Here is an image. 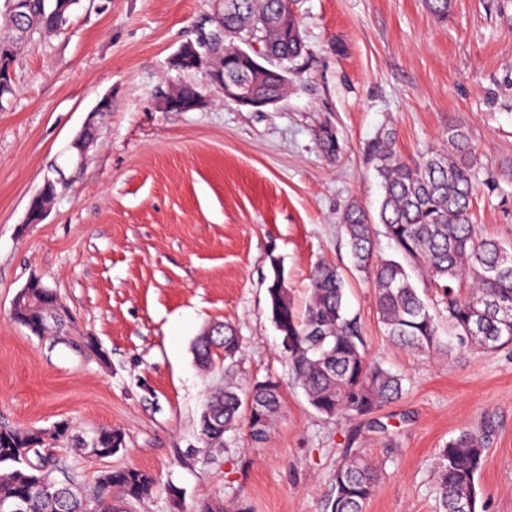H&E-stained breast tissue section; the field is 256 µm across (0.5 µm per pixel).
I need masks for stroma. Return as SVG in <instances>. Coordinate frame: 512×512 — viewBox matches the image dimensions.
Here are the masks:
<instances>
[{
	"label": "stroma",
	"mask_w": 512,
	"mask_h": 512,
	"mask_svg": "<svg viewBox=\"0 0 512 512\" xmlns=\"http://www.w3.org/2000/svg\"><path fill=\"white\" fill-rule=\"evenodd\" d=\"M305 49L287 96L256 110L225 100L200 71L172 65L215 32L220 0H80L60 33L37 34L14 63L0 108V425L68 421L72 436L121 430L104 460L73 457L86 487L132 466L160 491L126 512H169L243 497L252 512H326L345 449L382 466L366 512H435L440 448L460 430L485 436L478 485L487 512H512V354L450 357L394 346L373 290L346 246L353 203L377 211L368 160L394 134L406 155L465 127L482 157L477 230L512 238V0H452L439 21L423 0H290ZM183 84L202 105L167 109ZM109 97L108 112L95 108ZM95 136L68 189L27 223L32 198L87 127ZM331 127L339 148L316 139ZM279 261L288 298L304 310L321 261L343 273L346 305L369 358L401 374L406 392L368 418L319 414L292 379L270 319L267 287ZM51 288L75 336L105 360L33 335L12 304L32 280ZM234 324L243 356L233 382L273 376L283 410L268 444L245 426L206 445L198 420L224 367L199 366L193 345L210 324Z\"/></svg>",
	"instance_id": "1"
}]
</instances>
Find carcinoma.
<instances>
[{
	"label": "carcinoma",
	"instance_id": "carcinoma-1",
	"mask_svg": "<svg viewBox=\"0 0 512 512\" xmlns=\"http://www.w3.org/2000/svg\"><path fill=\"white\" fill-rule=\"evenodd\" d=\"M74 0L34 3L28 14L31 31L60 32L58 13H71ZM283 0H238L224 16V46L240 38L265 36L262 51L283 63L298 57L303 45L298 22ZM382 189L377 217L359 205L346 210L342 223L358 268L369 274L377 313L395 344L422 354L448 355L455 350L496 352L512 347V243L478 235L474 203L480 156L467 132L448 128L445 144L414 157L402 154L393 134L375 140L369 150ZM397 257L376 254L375 224ZM417 272L440 297L455 342H442L429 299L412 281ZM346 281L339 269L319 263L311 275L309 301L297 315L288 290L271 282L268 306L279 332L288 367L309 404L328 417L364 418L400 398L403 378L366 358L358 322L346 315ZM224 349V368L237 364L242 342L235 325L224 323L216 336H201L194 345L199 365L212 368L210 346ZM282 411L279 380L254 382L243 393L226 385L213 389L199 417L207 443L244 423L254 445L267 442ZM69 424L56 435L42 427L0 426V512L13 500L27 498L26 512H115L114 502H141L153 495L157 481L134 467H116L92 491L78 487L80 472L59 454ZM124 446L121 431L102 428L74 451L93 460ZM485 454L484 437L462 430L440 449L434 468L437 512H484L478 474ZM379 483V468L361 451L347 450L331 476L330 512H366ZM191 512H250L240 499L224 504L217 498L198 501Z\"/></svg>",
	"mask_w": 512,
	"mask_h": 512
}]
</instances>
